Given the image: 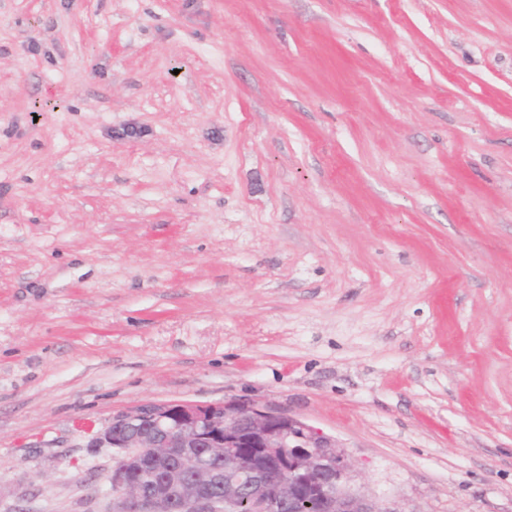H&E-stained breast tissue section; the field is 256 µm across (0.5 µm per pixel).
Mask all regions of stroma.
<instances>
[{
	"label": "stroma",
	"instance_id": "obj_1",
	"mask_svg": "<svg viewBox=\"0 0 512 512\" xmlns=\"http://www.w3.org/2000/svg\"><path fill=\"white\" fill-rule=\"evenodd\" d=\"M229 400L512 512V0H0V512Z\"/></svg>",
	"mask_w": 512,
	"mask_h": 512
}]
</instances>
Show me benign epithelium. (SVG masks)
Returning <instances> with one entry per match:
<instances>
[{
  "instance_id": "7a95c632",
  "label": "benign epithelium",
  "mask_w": 512,
  "mask_h": 512,
  "mask_svg": "<svg viewBox=\"0 0 512 512\" xmlns=\"http://www.w3.org/2000/svg\"><path fill=\"white\" fill-rule=\"evenodd\" d=\"M91 444L115 450L111 512H384L335 439L267 406L147 403L113 414Z\"/></svg>"
}]
</instances>
